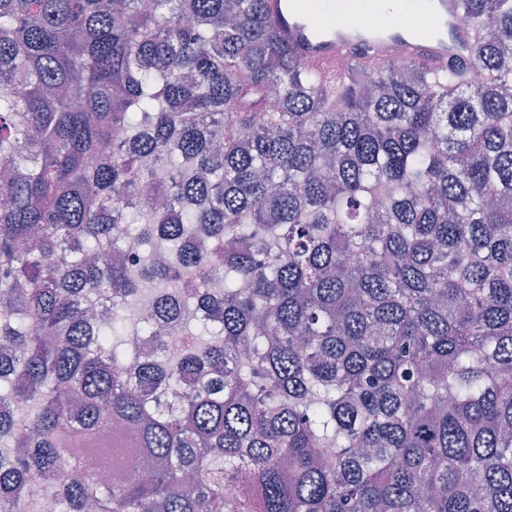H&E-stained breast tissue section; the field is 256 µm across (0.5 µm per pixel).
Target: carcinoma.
<instances>
[{"instance_id":"carcinoma-1","label":"carcinoma","mask_w":512,"mask_h":512,"mask_svg":"<svg viewBox=\"0 0 512 512\" xmlns=\"http://www.w3.org/2000/svg\"><path fill=\"white\" fill-rule=\"evenodd\" d=\"M463 20L325 65L265 0H0V512H512V0Z\"/></svg>"}]
</instances>
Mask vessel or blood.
<instances>
[{
	"label": "vessel or blood",
	"mask_w": 512,
	"mask_h": 512,
	"mask_svg": "<svg viewBox=\"0 0 512 512\" xmlns=\"http://www.w3.org/2000/svg\"><path fill=\"white\" fill-rule=\"evenodd\" d=\"M424 2V16L433 28L429 35L397 22L382 31L346 24L319 29L294 10L291 0H267V8L284 40L309 62L333 63L370 49L384 58L399 53L407 61L431 64L468 52L470 45L461 21L462 0Z\"/></svg>",
	"instance_id": "vessel-or-blood-1"
}]
</instances>
